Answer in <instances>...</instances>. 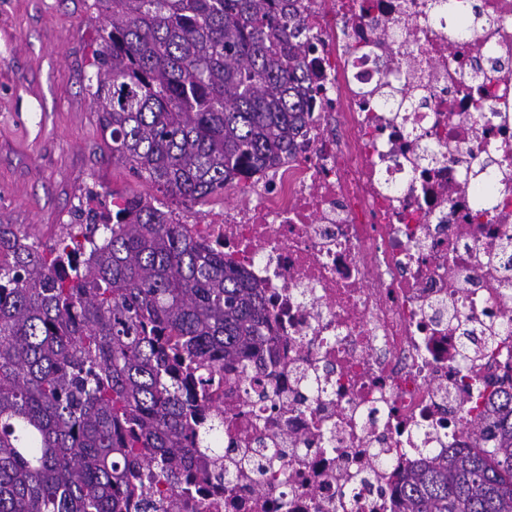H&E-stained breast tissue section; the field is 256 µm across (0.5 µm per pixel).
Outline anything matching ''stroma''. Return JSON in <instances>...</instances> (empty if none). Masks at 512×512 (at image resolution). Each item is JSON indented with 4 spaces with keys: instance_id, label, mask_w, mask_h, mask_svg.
Returning <instances> with one entry per match:
<instances>
[{
    "instance_id": "stroma-1",
    "label": "stroma",
    "mask_w": 512,
    "mask_h": 512,
    "mask_svg": "<svg viewBox=\"0 0 512 512\" xmlns=\"http://www.w3.org/2000/svg\"><path fill=\"white\" fill-rule=\"evenodd\" d=\"M90 0H0V224L52 242L86 188L138 181L112 162L86 94Z\"/></svg>"
}]
</instances>
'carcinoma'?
<instances>
[{
    "instance_id": "cac0c4a2",
    "label": "carcinoma",
    "mask_w": 512,
    "mask_h": 512,
    "mask_svg": "<svg viewBox=\"0 0 512 512\" xmlns=\"http://www.w3.org/2000/svg\"><path fill=\"white\" fill-rule=\"evenodd\" d=\"M85 92L112 162L184 209L292 156L312 51L295 0H92ZM148 193L74 207L49 245L0 224V512H168L229 481L224 366L272 354L244 270ZM484 448L423 457L399 512H512V391ZM271 466L282 453L244 448Z\"/></svg>"
}]
</instances>
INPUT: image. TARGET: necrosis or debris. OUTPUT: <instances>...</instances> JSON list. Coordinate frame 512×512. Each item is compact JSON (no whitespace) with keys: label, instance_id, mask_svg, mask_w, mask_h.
<instances>
[{"label":"necrosis or debris","instance_id":"obj_1","mask_svg":"<svg viewBox=\"0 0 512 512\" xmlns=\"http://www.w3.org/2000/svg\"><path fill=\"white\" fill-rule=\"evenodd\" d=\"M298 0L311 110L287 163L195 230L270 303L272 356L226 369L224 439L284 448L196 512H396L399 468L467 448L457 408L512 380V0ZM411 85L419 109L369 96ZM492 84L497 111L469 92ZM495 190L466 188L477 171ZM457 312L477 344L448 326ZM261 377L285 422L249 403ZM395 461L373 466L375 437Z\"/></svg>","mask_w":512,"mask_h":512}]
</instances>
